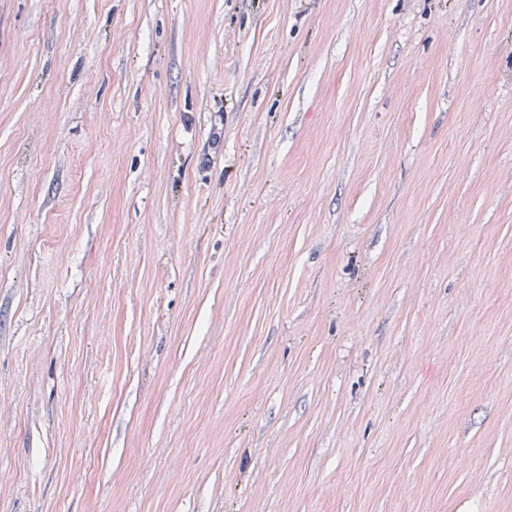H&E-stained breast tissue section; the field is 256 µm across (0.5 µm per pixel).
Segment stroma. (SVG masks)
<instances>
[{"instance_id": "1", "label": "stroma", "mask_w": 512, "mask_h": 512, "mask_svg": "<svg viewBox=\"0 0 512 512\" xmlns=\"http://www.w3.org/2000/svg\"><path fill=\"white\" fill-rule=\"evenodd\" d=\"M0 512H512V0H0Z\"/></svg>"}]
</instances>
